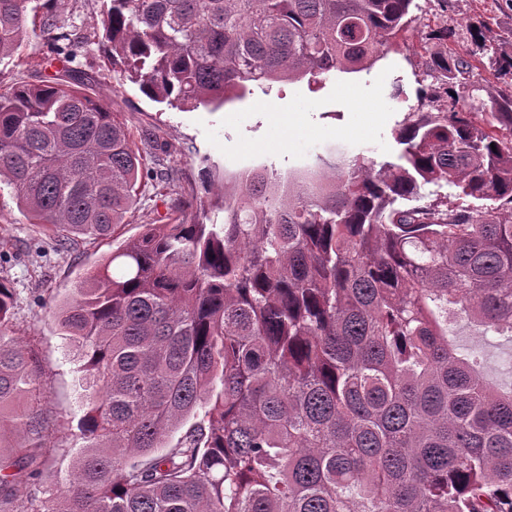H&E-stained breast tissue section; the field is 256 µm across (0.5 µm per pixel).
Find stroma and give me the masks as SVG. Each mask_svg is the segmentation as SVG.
<instances>
[{
  "label": "stroma",
  "instance_id": "stroma-1",
  "mask_svg": "<svg viewBox=\"0 0 512 512\" xmlns=\"http://www.w3.org/2000/svg\"><path fill=\"white\" fill-rule=\"evenodd\" d=\"M52 11L88 43L81 68L90 79L91 96L116 112L137 136L158 141L159 150L146 156L147 167L173 169L187 197L204 196L212 172L231 177L272 164L283 174L305 160L335 158L340 150L349 157L365 155L379 165L396 161L399 148L393 128L407 113L446 106L442 98L418 100L415 91L434 85L430 64L449 53L471 61L465 87L473 111H490L498 94L512 86V77L499 74L496 65L497 56L512 54V8L506 0H415V22L370 73L336 75L316 92L309 91L306 82H286L271 96L251 95L217 110L154 102L120 68L112 67L109 50L100 42L101 0H57ZM477 28L484 42H476ZM44 50L40 36L27 34L15 58L0 62V92L15 84L53 79L59 63L36 71L26 64L27 57ZM398 83L406 100L393 96ZM175 203L173 196L146 190L114 239L83 240L77 250L60 252L29 224L12 186L0 183V278L16 293L10 331L32 349L42 367L45 394L40 408L57 473H65L81 450L76 424L83 408L79 357L54 328L52 309L112 250L135 237L142 225L164 219ZM453 331L461 344L483 355L499 383H512L500 372V360L512 352L511 346L482 338L461 321Z\"/></svg>",
  "mask_w": 512,
  "mask_h": 512
}]
</instances>
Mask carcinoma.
I'll return each mask as SVG.
<instances>
[{
	"mask_svg": "<svg viewBox=\"0 0 512 512\" xmlns=\"http://www.w3.org/2000/svg\"><path fill=\"white\" fill-rule=\"evenodd\" d=\"M31 2L0 0V61L32 24L62 67L0 93V182L66 250L112 238L154 173L86 92L80 42ZM413 2L103 0L101 23L151 100L216 110L370 71ZM470 67L435 62L448 106L408 113L398 162L235 176L224 218L145 224L87 273L53 309L83 358L86 445L44 512H512V386L448 333L465 319L512 344V91L477 120L456 89ZM430 184L475 205H411ZM14 302L0 280L5 512L59 480Z\"/></svg>",
	"mask_w": 512,
	"mask_h": 512,
	"instance_id": "1",
	"label": "carcinoma"
}]
</instances>
